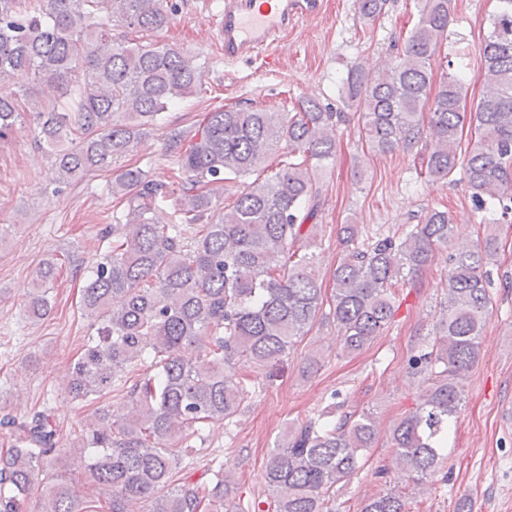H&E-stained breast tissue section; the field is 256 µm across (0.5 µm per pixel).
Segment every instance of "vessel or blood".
<instances>
[{"mask_svg":"<svg viewBox=\"0 0 512 512\" xmlns=\"http://www.w3.org/2000/svg\"><path fill=\"white\" fill-rule=\"evenodd\" d=\"M320 0H277L266 9L258 0H222L217 37L225 60H248L269 50L303 17L315 15Z\"/></svg>","mask_w":512,"mask_h":512,"instance_id":"vessel-or-blood-1","label":"vessel or blood"}]
</instances>
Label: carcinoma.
Segmentation results:
<instances>
[{"instance_id":"1","label":"carcinoma","mask_w":512,"mask_h":512,"mask_svg":"<svg viewBox=\"0 0 512 512\" xmlns=\"http://www.w3.org/2000/svg\"><path fill=\"white\" fill-rule=\"evenodd\" d=\"M484 47V93L467 108L464 83L448 73L432 89L431 61L448 37L450 0H420L404 49L372 75L349 67L342 94L358 113L359 134L380 154L418 141L428 127L429 181L460 175L475 209L512 217V0H499ZM170 0H0V140L29 119L49 149L54 183L107 169L130 153L144 131L197 91L196 61L151 39L166 28ZM23 78L56 85L46 104ZM474 137L458 153L465 126ZM336 113L311 101L294 112L218 107L190 138L170 134L182 192L168 222L155 210L169 193L138 166L121 170L112 194H132L112 216V248L97 258L82 307L95 337L74 363L69 394L102 395L133 368L149 364L127 386L133 412L112 434L86 428L81 450L89 481L108 492L83 507L78 489L41 477L43 466L72 459L49 415L10 422L11 448L0 455V512H224L233 480L224 467L203 486L178 481L188 439L215 419H231L251 396L254 374L270 371L316 321L335 323L349 353L370 345L394 316V289L423 272L448 248V211L432 209L421 224L371 238L356 224L340 227L344 256L324 310L316 266V177L336 154ZM275 154L288 162L263 182L243 187L217 208L224 186ZM195 231L194 245L183 236ZM495 239L448 253L445 299L429 346L409 360L423 401L391 430L398 483L365 500L361 512H407L401 483L437 478L450 423L462 406V381L479 359L491 298L489 260ZM57 264L36 271L27 313L52 309ZM186 345L196 360L180 354ZM340 406L286 432L263 474L265 502L251 512H326L336 486L365 464L378 434L372 413ZM267 509H262V504Z\"/></svg>"}]
</instances>
